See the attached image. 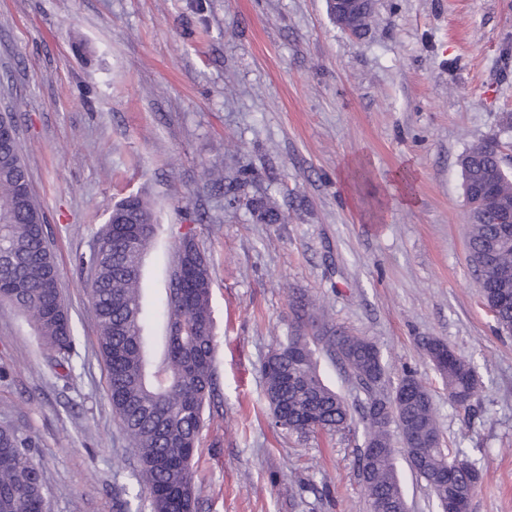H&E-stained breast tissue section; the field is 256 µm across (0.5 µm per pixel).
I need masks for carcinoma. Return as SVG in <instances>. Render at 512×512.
<instances>
[{"label": "carcinoma", "mask_w": 512, "mask_h": 512, "mask_svg": "<svg viewBox=\"0 0 512 512\" xmlns=\"http://www.w3.org/2000/svg\"><path fill=\"white\" fill-rule=\"evenodd\" d=\"M502 159L484 149L470 148L461 160L463 186L470 205L469 261L478 272V288L498 329L512 333V277L501 268H512V249L499 245L502 226L484 219L495 197L484 192L483 177L499 170ZM29 182L18 141H0V302L31 315L33 326L48 351L51 366L73 371L76 350L71 317L58 288V268L48 246L44 215L28 195L18 198V187ZM127 223L107 222L98 233L99 248L78 258L80 266L97 269L89 298L99 331L101 353L107 369V395L121 429L133 443L139 463L137 484L145 492L151 512H196L197 490L192 462L204 413L213 393L212 358L215 326L210 308V271L206 256L194 236L185 233L175 250L167 297V336L160 357L150 360L144 335L147 312L139 288L142 258L156 240L151 203L138 193L118 202ZM195 269L190 284L175 282L177 270ZM301 304L291 330L282 337L265 364V394L275 424L289 432H337L351 420L348 406L321 379L311 345H322L370 393L381 390L385 366L375 344L364 336L317 322ZM448 387V399L457 407L472 409L476 374L472 364L448 351L439 371ZM408 391L388 422L370 424V438L380 451L359 468L372 505L381 502L394 509L404 491L394 461L391 426L406 425L407 455L426 457L425 470L448 468L451 484L429 485L436 501L448 495L474 493L480 469L467 456L448 458L429 389L407 372L396 390ZM34 439L9 424L0 425V512H50L42 470L35 461Z\"/></svg>", "instance_id": "obj_1"}]
</instances>
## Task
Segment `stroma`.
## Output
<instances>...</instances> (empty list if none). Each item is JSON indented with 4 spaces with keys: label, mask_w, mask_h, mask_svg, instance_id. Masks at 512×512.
<instances>
[{
    "label": "stroma",
    "mask_w": 512,
    "mask_h": 512,
    "mask_svg": "<svg viewBox=\"0 0 512 512\" xmlns=\"http://www.w3.org/2000/svg\"><path fill=\"white\" fill-rule=\"evenodd\" d=\"M374 3L356 38L326 0H0V114L78 338L63 376L27 317L0 307V422L35 438L51 512H115L137 488L76 263L132 192L164 229L142 270L151 335L165 333L178 238L210 261L217 409L194 458L198 512H369L356 381L316 346L353 416L341 432L277 428L265 397L301 299L375 343L385 392L417 373L445 448L479 463L470 512H512V335L468 261L460 167L494 138L512 169V0ZM426 337L472 362L471 411L449 401ZM393 448L411 512H439Z\"/></svg>",
    "instance_id": "obj_1"
}]
</instances>
